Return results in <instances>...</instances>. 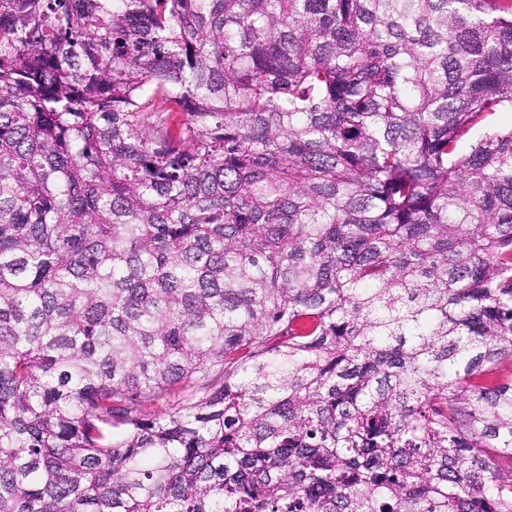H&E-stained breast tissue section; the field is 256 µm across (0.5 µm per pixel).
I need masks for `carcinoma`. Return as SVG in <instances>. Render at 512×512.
Instances as JSON below:
<instances>
[{
  "mask_svg": "<svg viewBox=\"0 0 512 512\" xmlns=\"http://www.w3.org/2000/svg\"><path fill=\"white\" fill-rule=\"evenodd\" d=\"M512 0H0V512H512Z\"/></svg>",
  "mask_w": 512,
  "mask_h": 512,
  "instance_id": "carcinoma-1",
  "label": "carcinoma"
}]
</instances>
